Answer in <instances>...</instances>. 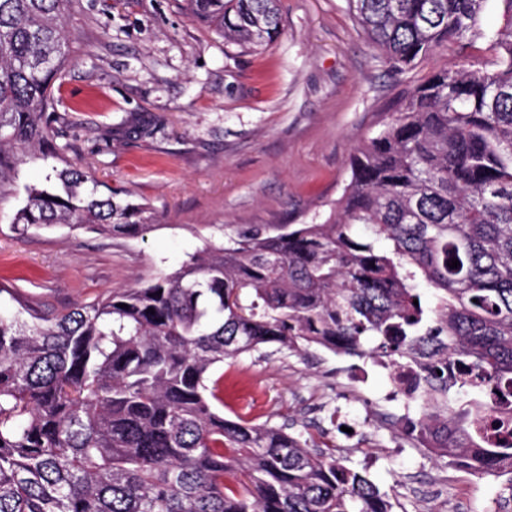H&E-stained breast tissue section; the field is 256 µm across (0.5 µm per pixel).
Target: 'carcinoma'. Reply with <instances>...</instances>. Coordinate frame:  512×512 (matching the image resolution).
I'll use <instances>...</instances> for the list:
<instances>
[{"label": "carcinoma", "instance_id": "obj_1", "mask_svg": "<svg viewBox=\"0 0 512 512\" xmlns=\"http://www.w3.org/2000/svg\"><path fill=\"white\" fill-rule=\"evenodd\" d=\"M187 2L245 51L280 33L279 0ZM347 2L395 71L480 41L491 60L410 84L351 154L327 214L207 242L170 273L55 315L0 310V512H393L336 449L224 418L216 368L266 344L416 369L405 434L512 477V0H498L491 33L487 0ZM78 4L0 0V189L19 155L52 154L48 108ZM46 181L27 190L17 230L155 227L148 204L78 167ZM422 282L430 306L413 304Z\"/></svg>", "mask_w": 512, "mask_h": 512}]
</instances>
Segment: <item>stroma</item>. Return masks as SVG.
Wrapping results in <instances>:
<instances>
[{
    "mask_svg": "<svg viewBox=\"0 0 512 512\" xmlns=\"http://www.w3.org/2000/svg\"><path fill=\"white\" fill-rule=\"evenodd\" d=\"M283 32L259 52L224 41L185 0H81L71 61L53 86L59 157L23 156L0 193V284L43 312L177 269L205 240L301 224L348 179L353 150L388 121L411 80L458 63L439 50L391 70L347 0H280ZM132 189L157 214L142 238L17 231L26 189L58 160ZM224 416L290 425L366 472L394 512H512V483L479 478L401 431L414 404L383 402L389 368L323 348L259 351L218 369Z\"/></svg>",
    "mask_w": 512,
    "mask_h": 512,
    "instance_id": "35a3bbf8",
    "label": "stroma"
}]
</instances>
